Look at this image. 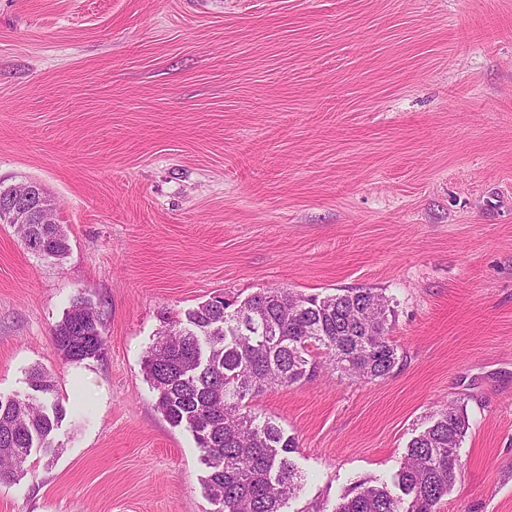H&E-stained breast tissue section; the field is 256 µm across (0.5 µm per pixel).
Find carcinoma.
I'll list each match as a JSON object with an SVG mask.
<instances>
[{
  "instance_id": "obj_1",
  "label": "carcinoma",
  "mask_w": 512,
  "mask_h": 512,
  "mask_svg": "<svg viewBox=\"0 0 512 512\" xmlns=\"http://www.w3.org/2000/svg\"><path fill=\"white\" fill-rule=\"evenodd\" d=\"M27 248L45 242L42 257L61 259L69 240L59 224H27ZM374 300L390 302L370 288L303 295L268 288L237 303L217 296L175 320L147 351L144 371L157 393L158 410L193 432L208 468L204 486L216 512H282L300 487L289 454L295 438L272 418L263 421L249 404L259 392L315 378L326 365L342 376L384 380L404 355L388 337L391 313L365 325L355 314ZM54 348L67 361L98 357L105 346L103 324L87 299H73L52 328ZM33 391L54 392L47 373L30 376ZM64 415L31 396L0 398V482L27 473L31 450H53V431ZM469 430L467 413L450 406L411 439L395 485L360 482L336 512H439L442 498L461 475L458 449Z\"/></svg>"
}]
</instances>
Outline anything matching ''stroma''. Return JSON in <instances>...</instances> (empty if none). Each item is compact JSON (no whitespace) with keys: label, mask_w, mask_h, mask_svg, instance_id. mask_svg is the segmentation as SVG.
<instances>
[{"label":"stroma","mask_w":512,"mask_h":512,"mask_svg":"<svg viewBox=\"0 0 512 512\" xmlns=\"http://www.w3.org/2000/svg\"><path fill=\"white\" fill-rule=\"evenodd\" d=\"M29 180L70 251L0 224V397L41 369L65 415L0 512H213L142 361L265 288L383 293L404 354L251 401L297 442L284 512L392 484L451 404L471 428L440 512H512V0H0V185ZM79 295L106 345L68 362L51 328Z\"/></svg>","instance_id":"35a3bbf8"}]
</instances>
